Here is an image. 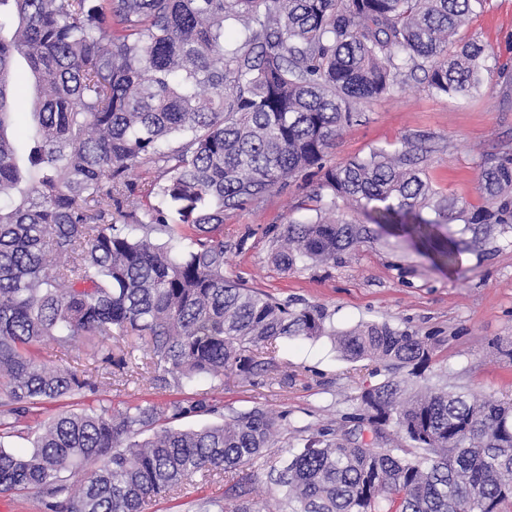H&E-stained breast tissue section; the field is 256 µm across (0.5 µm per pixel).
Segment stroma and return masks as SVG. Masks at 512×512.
<instances>
[{
  "instance_id": "stroma-1",
  "label": "stroma",
  "mask_w": 512,
  "mask_h": 512,
  "mask_svg": "<svg viewBox=\"0 0 512 512\" xmlns=\"http://www.w3.org/2000/svg\"><path fill=\"white\" fill-rule=\"evenodd\" d=\"M459 36L485 48L479 94L438 95L414 78L395 94L363 101L361 120L344 128L328 164L375 148L400 151L406 138L416 136L426 151L423 168L433 188L459 203L482 205L478 186L483 158L512 154V84L499 74L501 65L512 61V0H484ZM316 182L315 175L301 173L225 219V276L297 307L323 306L339 330L361 322L386 323L438 337L426 377L489 399H512V234L495 233L476 244L459 222L442 225V233L460 248L458 263L448 268L412 240L377 226L370 239L336 261L281 269L273 261L277 238L283 224L312 219V211L301 203ZM93 351V340L85 337L65 349L50 342L37 348L47 367L67 366L106 382V389L86 388L77 395L83 407L102 404L119 411L136 398L161 402L180 394L209 398L223 414L268 406L283 416L269 450L276 460L287 459L298 438L342 427L355 412L362 389L388 375L378 362L346 360L323 337L278 341L274 366L247 378L226 373L218 388L200 380L179 392L144 390L138 388L135 372L118 369ZM268 470L262 462L244 466L203 493L185 494L178 508L160 501L146 512H196L198 496L229 498L237 481L263 489L266 512H278L273 493L265 489Z\"/></svg>"
}]
</instances>
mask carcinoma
Returning <instances> with one entry per match:
<instances>
[{
  "instance_id": "obj_1",
  "label": "carcinoma",
  "mask_w": 512,
  "mask_h": 512,
  "mask_svg": "<svg viewBox=\"0 0 512 512\" xmlns=\"http://www.w3.org/2000/svg\"><path fill=\"white\" fill-rule=\"evenodd\" d=\"M480 0H0V492L31 490L50 512H145L265 456L280 417L263 406L199 429L205 398L132 401L53 415L12 451L31 409L91 382L48 368L43 341L136 335L147 389L248 377L282 338L330 337L350 361L418 377L429 336L387 324L338 332L224 276V219L297 174L319 175L316 218L290 221L274 261L327 263L370 238L339 204L418 240L452 267L439 227L512 234V154L486 158L482 206L436 196L422 147L327 164L361 100L416 72L432 92L471 96L484 48L458 38ZM36 94L21 103L16 57ZM152 178L141 203L128 172ZM430 208L438 220L420 218ZM374 440L320 430L272 465L280 512H501L512 503V403L387 377L357 396ZM400 434L394 440L386 428ZM200 512H264L256 487Z\"/></svg>"
}]
</instances>
